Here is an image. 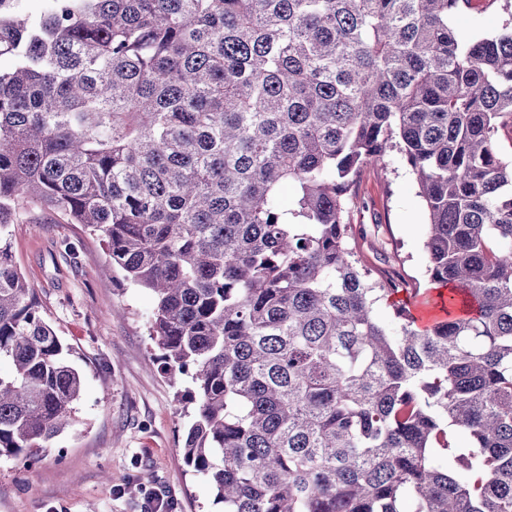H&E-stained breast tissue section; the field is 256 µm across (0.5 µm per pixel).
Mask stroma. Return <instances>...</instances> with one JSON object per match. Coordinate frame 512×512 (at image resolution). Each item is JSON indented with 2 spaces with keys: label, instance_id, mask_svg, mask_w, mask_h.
I'll return each mask as SVG.
<instances>
[{
  "label": "stroma",
  "instance_id": "1",
  "mask_svg": "<svg viewBox=\"0 0 512 512\" xmlns=\"http://www.w3.org/2000/svg\"><path fill=\"white\" fill-rule=\"evenodd\" d=\"M512 0H472L452 18L468 39L501 32ZM349 246L372 277L398 291L376 305L397 321L405 308L424 325L434 295L426 275V214L404 159L367 166L346 201ZM15 260L83 379L76 424L51 440L40 462L0 459V512H144L149 493L172 512H222L212 486L188 472L180 449L194 402L189 378L171 379L149 335L151 292L113 269L100 234L30 202L10 227ZM76 256H68L66 244Z\"/></svg>",
  "mask_w": 512,
  "mask_h": 512
}]
</instances>
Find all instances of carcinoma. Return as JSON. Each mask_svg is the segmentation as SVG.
Instances as JSON below:
<instances>
[{
    "instance_id": "1",
    "label": "carcinoma",
    "mask_w": 512,
    "mask_h": 512,
    "mask_svg": "<svg viewBox=\"0 0 512 512\" xmlns=\"http://www.w3.org/2000/svg\"><path fill=\"white\" fill-rule=\"evenodd\" d=\"M46 2L0 0V459L37 460L82 390L8 242L32 199L155 294L224 512H512V32L462 41L463 0ZM389 150L426 211L424 329L378 320L398 289L348 247Z\"/></svg>"
}]
</instances>
